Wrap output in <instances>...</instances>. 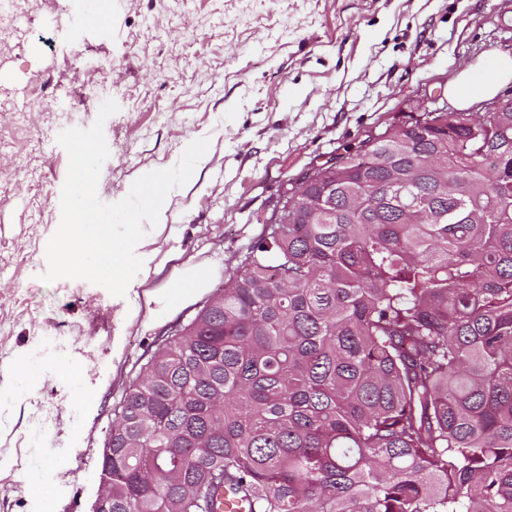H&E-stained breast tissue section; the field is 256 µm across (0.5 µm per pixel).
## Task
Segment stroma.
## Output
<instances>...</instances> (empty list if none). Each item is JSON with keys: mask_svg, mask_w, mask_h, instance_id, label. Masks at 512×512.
Returning <instances> with one entry per match:
<instances>
[{"mask_svg": "<svg viewBox=\"0 0 512 512\" xmlns=\"http://www.w3.org/2000/svg\"><path fill=\"white\" fill-rule=\"evenodd\" d=\"M0 90L26 119L0 117V368L42 379L0 395V512H91L112 410L198 299L168 305L176 268L213 267L223 287L283 191L370 131L434 109L448 79L512 53V0H17ZM113 68V82L84 76ZM110 150L107 203L142 174L175 166L192 141L210 147L166 200L165 227L133 295L80 280L51 283L46 246L68 156V128L101 103Z\"/></svg>", "mask_w": 512, "mask_h": 512, "instance_id": "obj_1", "label": "stroma"}]
</instances>
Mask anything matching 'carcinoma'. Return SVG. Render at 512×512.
Segmentation results:
<instances>
[{
	"label": "carcinoma",
	"instance_id": "obj_1",
	"mask_svg": "<svg viewBox=\"0 0 512 512\" xmlns=\"http://www.w3.org/2000/svg\"><path fill=\"white\" fill-rule=\"evenodd\" d=\"M113 409L112 512H512V97L313 168Z\"/></svg>",
	"mask_w": 512,
	"mask_h": 512
}]
</instances>
